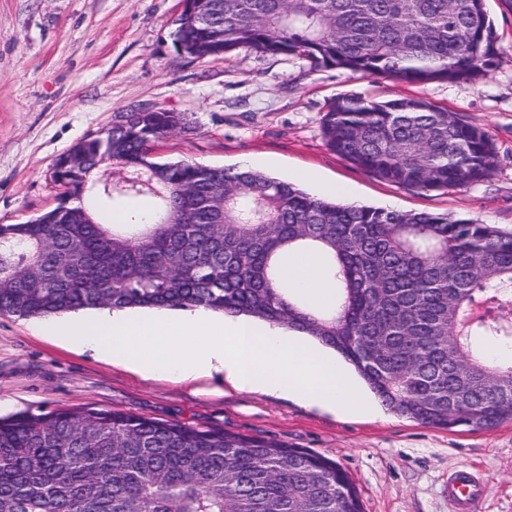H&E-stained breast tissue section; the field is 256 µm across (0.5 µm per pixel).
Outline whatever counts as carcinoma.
<instances>
[{
  "label": "carcinoma",
  "instance_id": "obj_1",
  "mask_svg": "<svg viewBox=\"0 0 512 512\" xmlns=\"http://www.w3.org/2000/svg\"><path fill=\"white\" fill-rule=\"evenodd\" d=\"M184 11L203 59L246 49L313 69L409 84L478 83L497 61L485 0H204ZM181 112H125L112 135L64 154L55 182L79 192L98 163L129 172L78 199L0 224V314L202 307L285 326L334 349L397 415L453 431L512 418V365L485 357L512 328V233L432 213L339 204L249 168L156 160ZM330 150L396 185L476 184L488 132L423 98L344 96ZM318 255L336 306L281 281V258ZM503 300L475 314L484 295ZM0 512H362L345 469L306 449L218 427L82 407L0 418Z\"/></svg>",
  "mask_w": 512,
  "mask_h": 512
}]
</instances>
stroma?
Segmentation results:
<instances>
[{"label": "stroma", "instance_id": "35a3bbf8", "mask_svg": "<svg viewBox=\"0 0 512 512\" xmlns=\"http://www.w3.org/2000/svg\"><path fill=\"white\" fill-rule=\"evenodd\" d=\"M181 0H0V224L55 207L56 158L120 113L182 112L190 132L160 141L164 160L252 168L327 200L465 217L512 231V5L487 0L499 57L476 84L408 85L311 69L295 57L241 51L190 59L175 45ZM423 97L484 128L492 176L434 191L387 183L333 153L322 118L334 99ZM37 317L0 314V416L91 405L219 426L309 449L349 473L364 512H452L448 473L487 482L478 512H512V420L432 428L380 408L343 415L234 386L223 375H142L43 335Z\"/></svg>", "mask_w": 512, "mask_h": 512}]
</instances>
